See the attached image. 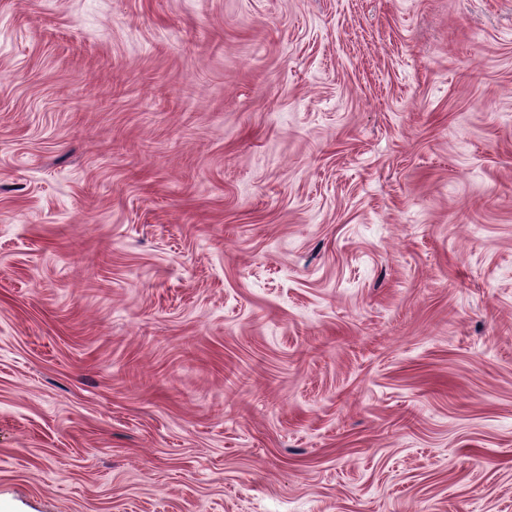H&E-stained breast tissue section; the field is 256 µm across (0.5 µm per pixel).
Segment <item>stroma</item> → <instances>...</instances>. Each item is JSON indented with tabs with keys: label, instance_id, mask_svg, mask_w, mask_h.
Wrapping results in <instances>:
<instances>
[{
	"label": "stroma",
	"instance_id": "stroma-1",
	"mask_svg": "<svg viewBox=\"0 0 512 512\" xmlns=\"http://www.w3.org/2000/svg\"><path fill=\"white\" fill-rule=\"evenodd\" d=\"M0 512H512V0H0Z\"/></svg>",
	"mask_w": 512,
	"mask_h": 512
}]
</instances>
